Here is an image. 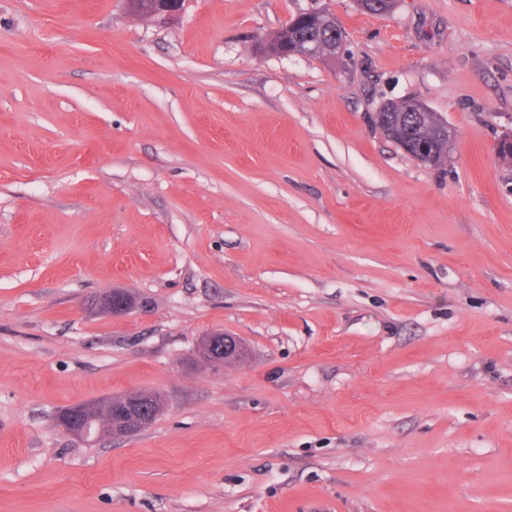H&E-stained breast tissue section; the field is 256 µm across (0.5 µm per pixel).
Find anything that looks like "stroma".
I'll return each mask as SVG.
<instances>
[{
    "label": "stroma",
    "instance_id": "1",
    "mask_svg": "<svg viewBox=\"0 0 512 512\" xmlns=\"http://www.w3.org/2000/svg\"><path fill=\"white\" fill-rule=\"evenodd\" d=\"M322 10L338 57L261 51ZM406 98L447 166L375 128ZM508 130L512 0H0V512H512ZM159 3L150 4L148 8L138 11V13L148 14L151 18L163 21L175 20L182 7V0H154ZM381 112H393L394 116L401 118L404 125L409 126L413 129L417 137V142L422 146L431 147L434 139L438 137V130L441 133H451V128L448 126V122H445L437 113L430 112L427 106L419 100H411L407 108L401 111L400 108H396L391 102H385V106L382 107ZM434 113L436 117L437 129L433 127V120L428 114ZM374 124L376 128H378L386 138L388 136L391 141H393L405 153L414 158L424 168L434 169L438 165V162L436 161V154L432 152L431 154L428 155L426 150L416 148L414 140L402 130L400 125L396 126L395 124H393L389 126L388 130L386 131V136L383 131L384 126L381 123H378L377 115L374 120ZM449 150L447 140L446 145L442 148L439 154V167L443 166L448 161ZM222 338L224 339V346L220 348V350H224V361H217L215 362L216 365H224L228 356H230V360L236 359L239 352V346L244 352L241 342L238 345V343L233 341L230 337L213 333L202 337L198 347V355H200L201 351H208L209 349H212L217 344V340L220 341ZM124 401L127 406L133 405L138 410L137 414H132L128 419L124 417V413L118 411L121 420L117 421L112 430V436L125 437L139 432L146 426L154 415L155 408L154 397L144 391L130 392L125 394ZM99 409V405L88 404L74 407L68 418H62L59 412L56 417V424L71 436L77 439H88L92 436L90 422L94 420L97 414V421L93 423L92 429L101 430L103 433L110 434L112 424L105 409Z\"/></svg>",
    "mask_w": 512,
    "mask_h": 512
}]
</instances>
